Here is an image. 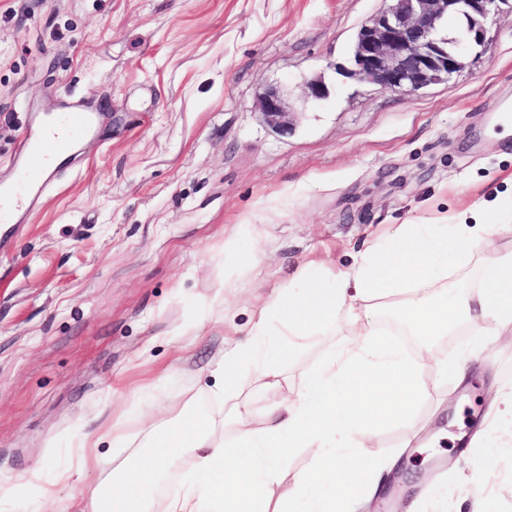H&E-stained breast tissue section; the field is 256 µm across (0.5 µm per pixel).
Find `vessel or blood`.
<instances>
[{
	"label": "vessel or blood",
	"mask_w": 512,
	"mask_h": 512,
	"mask_svg": "<svg viewBox=\"0 0 512 512\" xmlns=\"http://www.w3.org/2000/svg\"><path fill=\"white\" fill-rule=\"evenodd\" d=\"M95 124L93 114L64 104L56 109L51 120L29 128L23 145L36 162L22 170L14 186L0 189V205L8 206L14 214L28 211L45 189L47 167L67 154L77 138L91 133Z\"/></svg>",
	"instance_id": "vessel-or-blood-1"
}]
</instances>
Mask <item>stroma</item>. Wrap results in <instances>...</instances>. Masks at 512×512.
<instances>
[{"instance_id": "35a3bbf8", "label": "stroma", "mask_w": 512, "mask_h": 512, "mask_svg": "<svg viewBox=\"0 0 512 512\" xmlns=\"http://www.w3.org/2000/svg\"><path fill=\"white\" fill-rule=\"evenodd\" d=\"M384 0H0V182L31 108L105 104L99 133L49 177L38 207L0 235V493L13 512H86L98 480L33 494L74 437L130 436L184 406L219 414L210 369L293 284H332L395 224H442L495 206L512 249V6L480 55L405 96L347 77L350 47ZM323 77L327 100L305 95ZM279 87L293 127L260 96ZM316 346L265 353L289 386ZM512 385V345L488 341L469 380L429 385L417 420L372 451L397 477L362 512H469L491 395ZM149 410L141 420L140 410ZM479 490L512 512V453ZM259 112L263 121L280 133L290 128L288 106L283 94L277 88L269 89L260 99Z\"/></svg>"}]
</instances>
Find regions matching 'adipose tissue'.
<instances>
[{
  "label": "adipose tissue",
  "instance_id": "obj_1",
  "mask_svg": "<svg viewBox=\"0 0 512 512\" xmlns=\"http://www.w3.org/2000/svg\"><path fill=\"white\" fill-rule=\"evenodd\" d=\"M496 219L489 213L474 224L394 225L331 285L308 283L271 299L254 318L250 341L225 350L211 371L213 394L226 406L223 420L188 409L171 426L150 427L146 448L118 470L115 490L99 488L89 512H272L267 489L295 448L311 449L313 457L289 492L288 512H355L396 465L365 442L415 419L428 395L426 368L439 378L465 379L476 355L464 340L467 326L481 324L488 336L512 329V252L488 249L472 292L455 291L448 281L487 246ZM384 313L414 346L379 328ZM341 326L350 337L338 346L330 337ZM447 336L462 339L457 359L432 360L433 347ZM274 342L285 355L315 343L326 356L291 388L264 358ZM248 373L281 396L257 404L241 385ZM495 405L482 438L488 472L512 447V387ZM220 425L231 430L221 440ZM100 443L80 434L74 463L48 483L41 469H31L28 485L50 499L57 486L103 470Z\"/></svg>",
  "mask_w": 512,
  "mask_h": 512
}]
</instances>
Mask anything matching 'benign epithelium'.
<instances>
[{
	"label": "benign epithelium",
	"instance_id": "benign-epithelium-1",
	"mask_svg": "<svg viewBox=\"0 0 512 512\" xmlns=\"http://www.w3.org/2000/svg\"><path fill=\"white\" fill-rule=\"evenodd\" d=\"M381 12L358 29L352 68L346 75L403 95H413L431 85L448 81L465 69L472 51L482 46L486 21L509 0H387ZM462 22L460 36L444 37L441 25ZM314 102L328 97L320 78L306 82ZM263 121L280 133L289 130L288 106L277 88L260 99Z\"/></svg>",
	"mask_w": 512,
	"mask_h": 512
}]
</instances>
